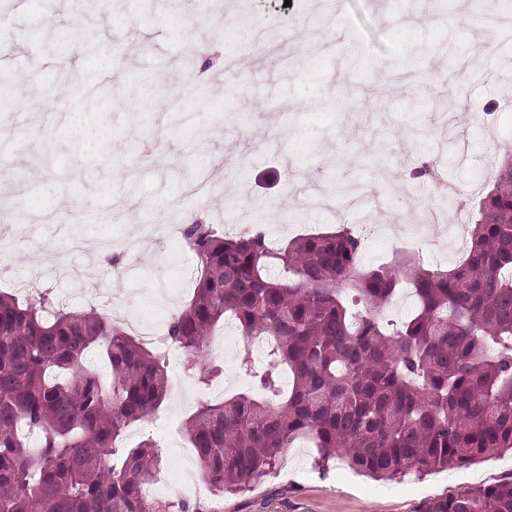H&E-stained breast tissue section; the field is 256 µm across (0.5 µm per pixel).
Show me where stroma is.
<instances>
[{"label":"stroma","instance_id":"35a3bbf8","mask_svg":"<svg viewBox=\"0 0 512 512\" xmlns=\"http://www.w3.org/2000/svg\"><path fill=\"white\" fill-rule=\"evenodd\" d=\"M322 0L285 10L281 0H0V78L15 105L0 111V207L22 223H0L20 239L14 281L25 299L51 289L60 308H95L130 334L163 330L190 300L195 262L181 242L151 223L194 217L226 235L263 228L284 243L311 232L361 224L384 228L366 263L390 260L396 237L419 233L425 265L447 269L463 253L449 226L468 223L461 198L485 194L512 142V7L501 0ZM502 15L484 29V14ZM69 34L75 53L53 52L48 36ZM224 46L221 69L203 75L188 57ZM371 62L349 64L351 48ZM149 84L137 97L122 87ZM425 103L416 114L415 103ZM443 157L452 195L412 179V163ZM362 184L367 202L342 209L339 181ZM282 214L267 223L265 207ZM250 221L235 224L237 212ZM112 241L111 256L99 251ZM56 248L63 274L40 270ZM240 334L224 335L211 359L220 392L251 382L239 370ZM165 403L124 437L152 438L161 474L178 479L187 441L182 424L202 396L176 370ZM512 477V453L392 481L322 461L306 439L288 448L273 474L224 497V512H420L433 498Z\"/></svg>","mask_w":512,"mask_h":512}]
</instances>
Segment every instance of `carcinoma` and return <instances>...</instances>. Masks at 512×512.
I'll use <instances>...</instances> for the list:
<instances>
[{
    "label": "carcinoma",
    "instance_id": "carcinoma-1",
    "mask_svg": "<svg viewBox=\"0 0 512 512\" xmlns=\"http://www.w3.org/2000/svg\"><path fill=\"white\" fill-rule=\"evenodd\" d=\"M410 174L436 177L437 162ZM182 235L197 284L153 344L92 308L0 293V512H190L144 497L160 465L153 440L118 443L166 400L171 348L200 389L222 375L208 349L228 318L265 345L263 363H240L254 390L201 401L184 424L220 499L255 485L299 438L324 461L340 455L386 480L512 451L511 145L449 270L405 258L365 265L346 229L273 247L259 228L230 238L195 218ZM405 290L415 307L390 329L384 313ZM92 349L106 380L85 365ZM421 512H512V481Z\"/></svg>",
    "mask_w": 512,
    "mask_h": 512
}]
</instances>
